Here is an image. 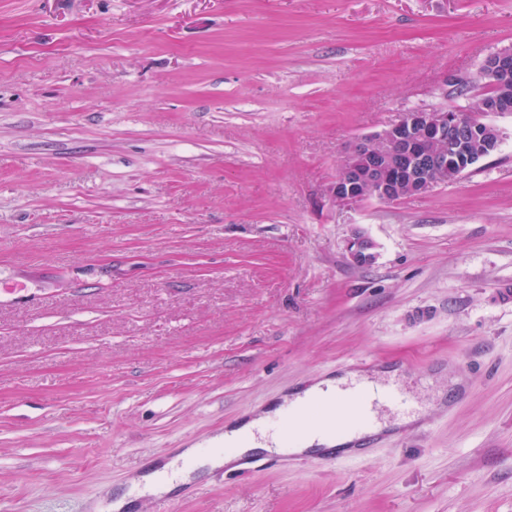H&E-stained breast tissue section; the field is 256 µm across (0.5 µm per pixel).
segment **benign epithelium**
<instances>
[{
    "label": "benign epithelium",
    "mask_w": 512,
    "mask_h": 512,
    "mask_svg": "<svg viewBox=\"0 0 512 512\" xmlns=\"http://www.w3.org/2000/svg\"><path fill=\"white\" fill-rule=\"evenodd\" d=\"M479 77L495 90L485 110L512 112V92L507 88L512 82V49L488 55ZM374 140L382 144L381 149H368V139L349 149L341 174L330 187L337 203L352 205L367 195L391 200L394 189L401 184L408 185L415 194L427 193L436 184L447 182L431 176L434 142L448 141V149L457 155L474 143L495 149L501 142V133L495 124L464 113H451L444 108L421 109L404 113ZM374 248V242L359 231L346 243L350 259L357 265L372 263Z\"/></svg>",
    "instance_id": "7a95c632"
}]
</instances>
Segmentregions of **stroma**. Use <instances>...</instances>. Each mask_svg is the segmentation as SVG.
<instances>
[{
    "instance_id": "obj_1",
    "label": "stroma",
    "mask_w": 512,
    "mask_h": 512,
    "mask_svg": "<svg viewBox=\"0 0 512 512\" xmlns=\"http://www.w3.org/2000/svg\"><path fill=\"white\" fill-rule=\"evenodd\" d=\"M510 47L512 0H0V512H100L350 369L423 427L132 512H512V112L455 182L329 192ZM374 242L360 231H355L346 243V251L351 261L357 265H367L375 260Z\"/></svg>"
}]
</instances>
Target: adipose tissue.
<instances>
[{
    "mask_svg": "<svg viewBox=\"0 0 512 512\" xmlns=\"http://www.w3.org/2000/svg\"><path fill=\"white\" fill-rule=\"evenodd\" d=\"M357 382L367 384L375 391L381 388L380 383L372 379L369 374L357 371L316 379L312 383L293 391L278 405L259 410L251 418L227 427L223 435L224 445L228 449L227 454L198 458L195 457L193 449H186V456L195 459L193 469H179L176 468L175 464H168L163 469L144 476L142 481L134 484L133 490L139 496L164 494L171 492L178 485L190 482L194 470L205 467L217 468L223 465L232 468L247 455L262 452H285L292 455L307 452L318 453L331 448L348 447L366 434L379 435L387 430V423L375 420L365 428H356L351 426L347 414L341 410L335 414L332 429L311 430L302 441L294 446L284 445L280 436L268 431V425L273 418L326 393L346 394L349 392L351 384Z\"/></svg>",
    "mask_w": 512,
    "mask_h": 512,
    "instance_id": "1",
    "label": "adipose tissue"
}]
</instances>
